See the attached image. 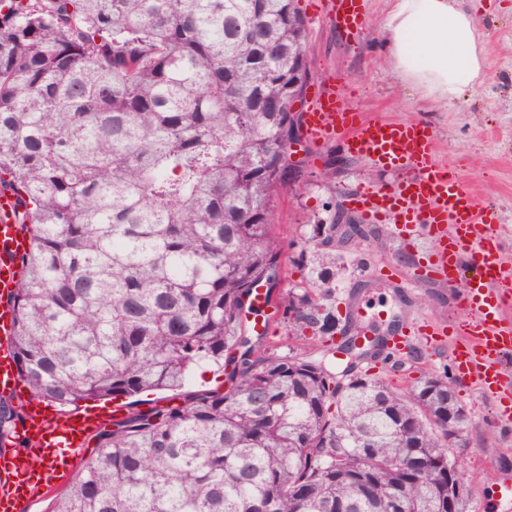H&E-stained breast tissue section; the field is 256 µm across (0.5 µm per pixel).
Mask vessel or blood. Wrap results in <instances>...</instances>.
<instances>
[{
    "instance_id": "obj_1",
    "label": "vessel or blood",
    "mask_w": 512,
    "mask_h": 512,
    "mask_svg": "<svg viewBox=\"0 0 512 512\" xmlns=\"http://www.w3.org/2000/svg\"><path fill=\"white\" fill-rule=\"evenodd\" d=\"M349 37L363 26L361 0H315ZM304 136L310 143L341 139L351 153L368 156L393 169L415 174L388 188L365 189L352 198L353 209L369 224L389 225L395 238L410 243L424 229L432 252L418 258L412 272L416 283L462 284L458 302L466 318L449 325L424 323L425 336L451 335V369L468 380L497 407V422L512 427V322L503 309L512 303V267L503 260V232L488 204L478 202L463 186L458 171L435 158L431 127L422 121L369 120L346 107L335 94L314 92L303 112ZM17 194L0 191V390H15L19 381L9 348L12 311L9 294L18 276V258L29 238L15 215ZM103 416L29 410L22 429L30 454L40 465L27 464L11 452L0 453V512H23L25 501L47 485L51 474L75 473V448L99 428Z\"/></svg>"
}]
</instances>
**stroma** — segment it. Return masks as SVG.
Returning <instances> with one entry per match:
<instances>
[{"label":"stroma","instance_id":"stroma-1","mask_svg":"<svg viewBox=\"0 0 512 512\" xmlns=\"http://www.w3.org/2000/svg\"><path fill=\"white\" fill-rule=\"evenodd\" d=\"M363 4L364 25L353 40L315 14L313 0H299L308 40L315 48L312 84H335L344 103L358 112L430 125L437 160L454 163L478 199L493 205L504 229V260L512 265V0H471L490 77L478 90L464 92L445 108L435 106L420 89L392 72L379 26L388 0H363ZM327 164V146H315L309 165L301 175H290L282 190L275 230L285 257L297 256L311 224L326 221L334 210H348V200L357 190L385 187L412 175L408 169L378 168L368 157L351 153L332 180L326 181L322 173ZM430 247L425 238L404 245L383 227L365 239H337L330 305L341 314L348 307L358 308L362 324L383 336L423 320L445 324L464 318L456 288L435 283L398 288L375 273L387 265L395 275L409 277L418 254ZM264 343L282 356L331 357L320 344L283 324L273 327ZM451 356V343L415 336L404 354L384 349L372 373L407 387L427 374L449 375ZM455 386L458 400L467 409V448L459 458L470 486L467 508L469 512H512V493L505 489L512 479V436L500 430L490 400L463 381Z\"/></svg>","mask_w":512,"mask_h":512}]
</instances>
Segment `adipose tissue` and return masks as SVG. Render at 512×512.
I'll return each mask as SVG.
<instances>
[{"instance_id": "adipose-tissue-1", "label": "adipose tissue", "mask_w": 512, "mask_h": 512, "mask_svg": "<svg viewBox=\"0 0 512 512\" xmlns=\"http://www.w3.org/2000/svg\"><path fill=\"white\" fill-rule=\"evenodd\" d=\"M398 75L445 107L486 75L474 15L465 0H389L380 20Z\"/></svg>"}]
</instances>
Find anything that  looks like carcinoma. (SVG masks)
Returning a JSON list of instances; mask_svg holds the SVG:
<instances>
[{"mask_svg": "<svg viewBox=\"0 0 512 512\" xmlns=\"http://www.w3.org/2000/svg\"><path fill=\"white\" fill-rule=\"evenodd\" d=\"M297 0H0V190L29 247L10 296L28 403L127 400L47 512H447L456 402L404 394L249 345L244 308L284 272L274 214L288 170V87L311 57ZM313 224L303 285L268 324L333 342L336 224ZM222 393L137 408L207 363ZM24 404L0 394V452ZM417 474L423 480L407 485Z\"/></svg>", "mask_w": 512, "mask_h": 512, "instance_id": "1", "label": "carcinoma"}]
</instances>
